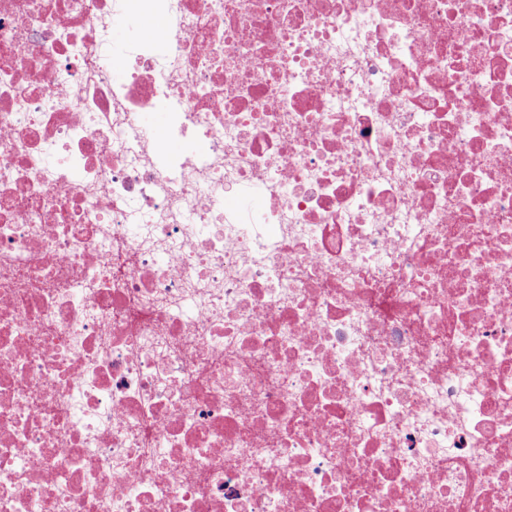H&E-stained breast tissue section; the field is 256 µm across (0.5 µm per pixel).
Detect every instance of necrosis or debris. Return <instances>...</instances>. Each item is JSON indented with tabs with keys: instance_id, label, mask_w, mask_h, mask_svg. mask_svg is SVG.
Returning a JSON list of instances; mask_svg holds the SVG:
<instances>
[{
	"instance_id": "necrosis-or-debris-1",
	"label": "necrosis or debris",
	"mask_w": 512,
	"mask_h": 512,
	"mask_svg": "<svg viewBox=\"0 0 512 512\" xmlns=\"http://www.w3.org/2000/svg\"><path fill=\"white\" fill-rule=\"evenodd\" d=\"M0 512H512V0H0Z\"/></svg>"
}]
</instances>
